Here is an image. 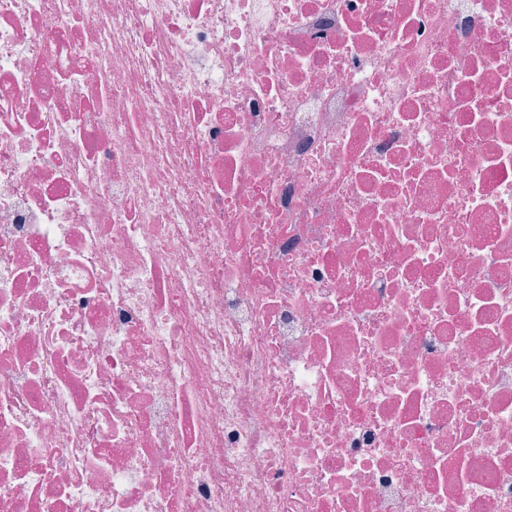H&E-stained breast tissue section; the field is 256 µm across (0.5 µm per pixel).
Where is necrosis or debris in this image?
Returning <instances> with one entry per match:
<instances>
[{"label":"necrosis or debris","mask_w":512,"mask_h":512,"mask_svg":"<svg viewBox=\"0 0 512 512\" xmlns=\"http://www.w3.org/2000/svg\"><path fill=\"white\" fill-rule=\"evenodd\" d=\"M0 512H512V0H0Z\"/></svg>","instance_id":"4bbe7bcc"}]
</instances>
